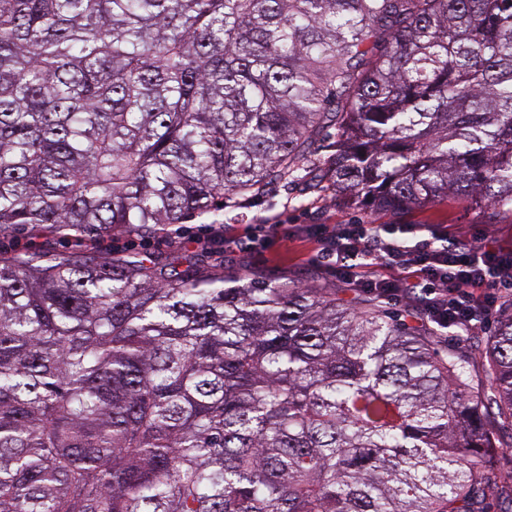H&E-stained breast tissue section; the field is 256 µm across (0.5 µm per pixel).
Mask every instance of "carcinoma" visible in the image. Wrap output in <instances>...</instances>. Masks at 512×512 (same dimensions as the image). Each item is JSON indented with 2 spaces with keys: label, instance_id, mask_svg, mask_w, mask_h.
I'll use <instances>...</instances> for the list:
<instances>
[{
  "label": "carcinoma",
  "instance_id": "cac0c4a2",
  "mask_svg": "<svg viewBox=\"0 0 512 512\" xmlns=\"http://www.w3.org/2000/svg\"><path fill=\"white\" fill-rule=\"evenodd\" d=\"M330 127L354 208L511 219L512 0H0V236L218 218ZM481 361L199 253L0 255V512L512 505V301Z\"/></svg>",
  "mask_w": 512,
  "mask_h": 512
}]
</instances>
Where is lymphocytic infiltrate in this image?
I'll return each mask as SVG.
<instances>
[{
  "label": "lymphocytic infiltrate",
  "mask_w": 512,
  "mask_h": 512,
  "mask_svg": "<svg viewBox=\"0 0 512 512\" xmlns=\"http://www.w3.org/2000/svg\"><path fill=\"white\" fill-rule=\"evenodd\" d=\"M266 240L313 239L337 276L392 300L421 303L445 329L475 332L495 313L498 288H512V248L489 232L469 243L435 224H314L281 229L263 225ZM400 270L390 279L384 272Z\"/></svg>",
  "instance_id": "f902f5d3"
}]
</instances>
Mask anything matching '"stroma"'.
<instances>
[{
    "instance_id": "stroma-1",
    "label": "stroma",
    "mask_w": 512,
    "mask_h": 512,
    "mask_svg": "<svg viewBox=\"0 0 512 512\" xmlns=\"http://www.w3.org/2000/svg\"><path fill=\"white\" fill-rule=\"evenodd\" d=\"M222 222L232 225L240 240L229 249L208 247L207 253L212 262L223 265L226 273L323 288L335 293L337 298L361 304L368 301V292L329 271L327 261L317 254L311 243L297 239L267 247L261 240L251 238V231L262 224H444L454 235L470 237L482 228L485 220L459 198L402 214H369L346 205L329 186L315 185L305 179L271 188L240 208L225 212ZM213 227L212 217L201 216L172 225L167 232L157 235L115 232L108 242L111 250L118 254L165 257L183 248L195 250V237Z\"/></svg>"
}]
</instances>
